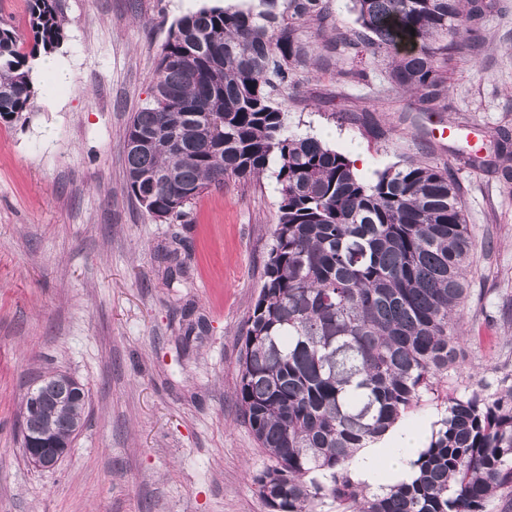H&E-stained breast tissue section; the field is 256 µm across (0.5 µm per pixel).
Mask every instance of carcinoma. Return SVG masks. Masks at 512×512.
<instances>
[{"instance_id": "cac0c4a2", "label": "carcinoma", "mask_w": 512, "mask_h": 512, "mask_svg": "<svg viewBox=\"0 0 512 512\" xmlns=\"http://www.w3.org/2000/svg\"><path fill=\"white\" fill-rule=\"evenodd\" d=\"M482 0H352L359 29L327 49L385 56L388 80L425 112L448 110V56L478 37ZM32 46L0 25V119L27 111L28 58L64 40L58 0H30ZM331 0H249L202 8L168 32L150 102L125 142V188L155 221L229 178L259 180L277 163L278 219L263 283L245 322L236 399L270 464L256 478L271 512H488L512 494V370L495 388H441L456 368L473 240L450 169L407 161L361 179L344 154L288 130L276 95L309 66L305 26L323 29ZM512 161V130L494 131ZM155 176L150 182L144 175ZM75 378L31 392L33 428L69 442L84 424ZM439 403L409 483L373 491L355 481L357 451L424 396Z\"/></svg>"}]
</instances>
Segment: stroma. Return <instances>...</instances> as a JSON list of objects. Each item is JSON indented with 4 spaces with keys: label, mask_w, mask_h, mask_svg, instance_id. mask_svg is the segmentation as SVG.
I'll use <instances>...</instances> for the list:
<instances>
[{
    "label": "stroma",
    "mask_w": 512,
    "mask_h": 512,
    "mask_svg": "<svg viewBox=\"0 0 512 512\" xmlns=\"http://www.w3.org/2000/svg\"><path fill=\"white\" fill-rule=\"evenodd\" d=\"M223 3L60 0L55 56L72 81L33 73L27 111L0 120V512H270L254 484L266 457L235 393L276 182L227 180L169 223L124 188L125 130L170 27ZM494 3L478 43L448 63L446 112L393 88L385 57L335 59L313 30V67L278 97L289 131L359 149L365 181L408 160L451 166L475 239L458 370L490 383L512 355V184L456 157L492 154L489 130L512 127V0ZM436 125L455 137L430 140ZM197 320L204 332L184 343ZM52 373L86 386L87 419L43 469L22 454L20 419Z\"/></svg>",
    "instance_id": "35a3bbf8"
}]
</instances>
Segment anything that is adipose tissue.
I'll use <instances>...</instances> for the list:
<instances>
[{"instance_id": "ef3b65f1", "label": "adipose tissue", "mask_w": 512, "mask_h": 512, "mask_svg": "<svg viewBox=\"0 0 512 512\" xmlns=\"http://www.w3.org/2000/svg\"><path fill=\"white\" fill-rule=\"evenodd\" d=\"M419 450V437L413 429L391 427L381 440L358 452L353 476L375 491L383 486L411 481L414 476L412 463Z\"/></svg>"}]
</instances>
